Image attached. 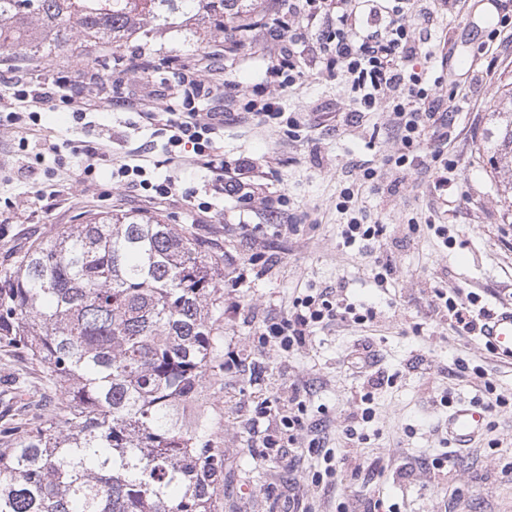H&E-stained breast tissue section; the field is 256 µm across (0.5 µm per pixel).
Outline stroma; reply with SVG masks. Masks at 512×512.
Returning <instances> with one entry per match:
<instances>
[{"label": "stroma", "mask_w": 512, "mask_h": 512, "mask_svg": "<svg viewBox=\"0 0 512 512\" xmlns=\"http://www.w3.org/2000/svg\"><path fill=\"white\" fill-rule=\"evenodd\" d=\"M275 0H258L243 14L240 43L224 52L225 36L208 22L196 31L170 28L150 33L90 55H49L20 60L0 54V86L63 69L71 73L75 93L97 101L90 123L68 114L48 115L30 143L46 149L56 161V174L46 177L30 154L18 151L15 132L0 129V198L14 208H0V268L31 244L92 212L149 214L163 223L212 244L224 260V348L243 356L242 365H225L207 388L204 409L214 444L224 452V487L219 512H290L293 498L314 503L317 512H336L351 496L383 499L386 512H512V404L491 412L494 431H483L469 447H452L446 420L450 407L474 403L478 380L461 376L455 362L482 366L499 392L512 397V359L486 350L480 337L457 335L434 311V289L458 290L473 297L476 307L494 310L512 305V214L503 210L497 191L500 176L483 150L491 105L504 83L512 82V49L498 54L469 106L449 113L450 151L455 179L435 189L433 167L398 171L386 166L398 147V135L385 113L358 111L342 72L328 69L317 54L296 58L303 77L293 88L267 84L265 71L278 50L265 44L259 18L271 15ZM512 12V0H469L461 9L439 14L423 46L417 68L436 96H447L453 84L470 76L473 59L499 14ZM455 48L450 72H443L444 43ZM144 50L152 60L149 72L116 68L114 61ZM194 65L210 61L217 85L231 83L239 96L224 110V174L247 183L257 200L245 207L236 198L216 200L209 212L193 209L174 197L154 206L136 192L113 186L110 164L134 152L159 160L157 175H172L183 186L202 188L210 174L181 161L167 162L164 139L132 112L103 103L102 95L147 97L171 77V58ZM96 70L99 85L86 84L83 74ZM278 102L283 115L266 121L244 112L253 93ZM299 117L298 134H290L287 117ZM58 145V153L48 145ZM78 144L101 146L108 158L93 177H85L70 150ZM378 171L391 185L381 194L362 182L365 168ZM353 188V204L368 224L387 230L376 244L344 246L341 231L349 216L338 204L345 188ZM42 190L43 204L29 194ZM286 196L287 206L277 204ZM435 222L448 227L449 242L429 233L407 238L403 225ZM390 264L387 288L375 281L377 261ZM329 289L333 298L359 307L374 306L380 320L359 325L336 321L314 328L309 346L291 353L251 352L259 326L283 316L296 297ZM420 335H413L414 325ZM372 337L379 367L391 385L375 391L376 415L367 423L366 454L382 457L391 467L406 466L411 476L393 480L389 471L369 469L361 479L348 474L311 483V473L324 470L322 457L292 460L288 451L260 447L275 415L260 417L263 403L284 400L289 384L306 393L307 418L320 425L331 454L346 448L342 433L350 399L362 386L351 355L363 337ZM425 355L427 372L411 369L413 355ZM26 379L36 406L25 415L0 406V428L25 418L43 425L56 412L57 394L29 360L9 347L0 348V379ZM447 391L449 406L432 404L434 389ZM452 456L455 465L447 483L436 484L429 468L434 458Z\"/></svg>", "instance_id": "stroma-1"}]
</instances>
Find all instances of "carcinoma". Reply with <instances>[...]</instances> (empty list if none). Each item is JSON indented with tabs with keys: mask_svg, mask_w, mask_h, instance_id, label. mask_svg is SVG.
I'll return each mask as SVG.
<instances>
[{
	"mask_svg": "<svg viewBox=\"0 0 512 512\" xmlns=\"http://www.w3.org/2000/svg\"><path fill=\"white\" fill-rule=\"evenodd\" d=\"M242 0H0L18 56L120 45L208 19L238 29ZM483 147L512 165V107ZM224 266L203 240L147 216L105 214L38 243L0 273V343L59 391L44 426L0 430V512H217L224 452L183 423L224 370Z\"/></svg>",
	"mask_w": 512,
	"mask_h": 512,
	"instance_id": "1",
	"label": "carcinoma"
}]
</instances>
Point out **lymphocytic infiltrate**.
<instances>
[{
  "mask_svg": "<svg viewBox=\"0 0 512 512\" xmlns=\"http://www.w3.org/2000/svg\"><path fill=\"white\" fill-rule=\"evenodd\" d=\"M448 0H288V13L296 20L294 26L279 25L271 33L281 41L280 56L270 65L267 76L277 78L280 88L293 87L300 78L294 60L300 56L306 30H314L319 51L328 64L342 68L347 82L357 95L359 106L367 111L387 112L399 134L401 147L389 161L395 167L417 166L424 159L438 163L443 170H453L448 157V134L436 127V117L443 105L423 85V77L414 68L422 54L423 34ZM69 76L52 74L47 80H21L10 85L9 112L6 123L31 128L40 125L43 109L63 110L83 117L93 110L92 101L74 96ZM171 103L168 112L150 107L145 99L129 97L122 105L151 125L157 126L165 138L166 150L174 159H191L214 175L211 195L223 193L250 199L246 187L225 181L224 154L220 141L224 134L222 96L210 71L187 65L176 69L162 95ZM206 103L207 113H200L199 103ZM113 182L144 191L146 197L167 200L182 197L198 209H207V202L198 198L194 188L182 187L172 177L152 180L145 159L131 157L112 168ZM438 313L449 321L457 333H474L478 321L458 291L436 289ZM374 307L357 311L319 291L296 298L291 311L279 320L265 324L256 340L262 351L288 353L308 345L316 325L353 319L363 324L374 321ZM370 391L360 395L349 411L343 429L348 448L336 459V469L358 477L364 469L362 446L366 436L360 430L374 414L373 392L385 383L384 375L370 376ZM305 402L299 389H292L278 420L280 432L289 442H296L300 433H307V448L317 454L324 440L317 427L308 425L304 415Z\"/></svg>",
  "mask_w": 512,
  "mask_h": 512,
  "instance_id": "lymphocytic-infiltrate-1",
  "label": "lymphocytic infiltrate"
}]
</instances>
